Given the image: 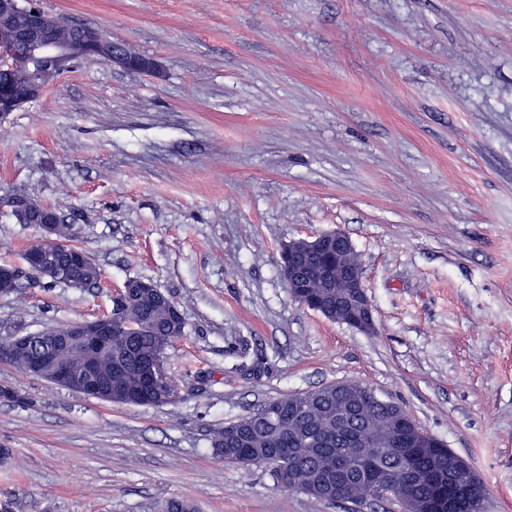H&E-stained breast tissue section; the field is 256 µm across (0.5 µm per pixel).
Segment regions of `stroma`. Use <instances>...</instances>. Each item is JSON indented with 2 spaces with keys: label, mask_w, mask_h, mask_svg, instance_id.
<instances>
[{
  "label": "stroma",
  "mask_w": 512,
  "mask_h": 512,
  "mask_svg": "<svg viewBox=\"0 0 512 512\" xmlns=\"http://www.w3.org/2000/svg\"><path fill=\"white\" fill-rule=\"evenodd\" d=\"M155 60L80 63L0 120V195L54 207L100 287L0 295V337L179 305L175 402L120 406L0 355L13 512H351L224 462L214 431L336 382L399 403L512 512V0H44ZM339 230L367 335L293 301L280 250ZM40 238L0 210V263Z\"/></svg>",
  "instance_id": "stroma-1"
}]
</instances>
